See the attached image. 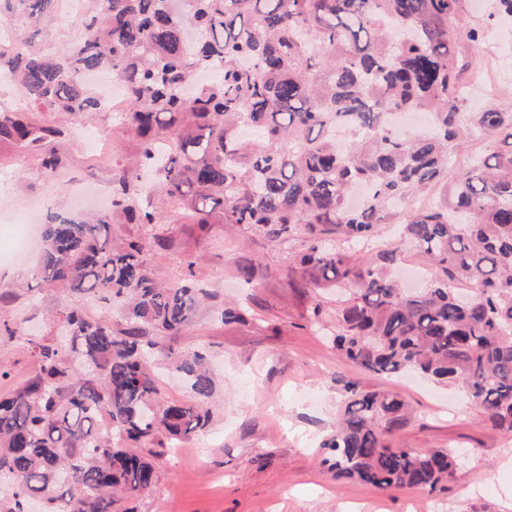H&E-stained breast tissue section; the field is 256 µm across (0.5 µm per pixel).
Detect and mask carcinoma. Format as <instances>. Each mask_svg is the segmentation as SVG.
<instances>
[{"label": "carcinoma", "mask_w": 512, "mask_h": 512, "mask_svg": "<svg viewBox=\"0 0 512 512\" xmlns=\"http://www.w3.org/2000/svg\"><path fill=\"white\" fill-rule=\"evenodd\" d=\"M59 0H0V23L16 44L0 47V74L26 108L0 105V145L36 153L55 172L68 155L57 128L36 114L98 112L82 75L112 71L139 137L133 167L115 182L112 214H51L34 272L47 285L123 302V324L79 310L56 316L63 339H29L36 374L0 397V512H129L150 491L164 443L206 429L202 402L214 380L204 352L163 353L195 402L163 399L150 328L178 336L211 294L193 282L163 284L146 245L112 238V225L160 224L137 206L150 172L161 203L195 223L236 224L249 237L286 241L305 230L289 259L293 288L336 290L318 301L314 323L335 320L334 348L381 375L414 371L455 383L495 431L512 433V105L476 109L458 86L457 45H482L485 25L466 19L464 0H96L81 18L70 55L44 52ZM424 111L428 129L401 136L390 112ZM354 137L336 150L332 131ZM495 143L463 167L449 155L470 136ZM368 188L359 208L351 191ZM399 214V237L430 263L424 288L392 276V245L364 263L354 244ZM340 421L321 444L336 479L380 490L445 492L459 459L451 448H393L385 436L405 420L398 397L341 381Z\"/></svg>", "instance_id": "carcinoma-1"}]
</instances>
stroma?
I'll list each match as a JSON object with an SVG mask.
<instances>
[{
  "instance_id": "stroma-1",
  "label": "stroma",
  "mask_w": 512,
  "mask_h": 512,
  "mask_svg": "<svg viewBox=\"0 0 512 512\" xmlns=\"http://www.w3.org/2000/svg\"><path fill=\"white\" fill-rule=\"evenodd\" d=\"M96 135L116 162H135L138 141L114 112L68 121L62 146L70 164L61 172L45 170L33 154L16 162V149L0 146V286L14 292L10 303H0V369L9 373L0 381L1 395L38 368L25 339L4 334V327L22 319L28 333L52 336L56 313L71 308L115 325L122 321L118 304L34 280L38 248L10 254V227L25 217L43 224L50 207L78 215L75 195L85 188L111 199L114 169L96 167L87 158ZM163 217L154 225H113L112 237H169L166 248L149 251L152 271L168 283L193 280L210 290L191 325L158 342L176 351L202 347L209 352L212 419L205 432L185 439L184 456H165L157 486L128 500L130 512H512V436L492 430L461 388L410 374L386 377L359 370L312 324V293L289 287L285 274L290 257L306 245L304 235L271 242L246 237L234 224L202 227L168 210ZM244 259L264 270L250 286L236 276ZM223 307L239 308L244 322L223 324L216 317ZM343 378L405 400L406 421L388 435L391 446L460 451L457 480L447 493L386 492L326 473L319 444L343 409Z\"/></svg>"
}]
</instances>
